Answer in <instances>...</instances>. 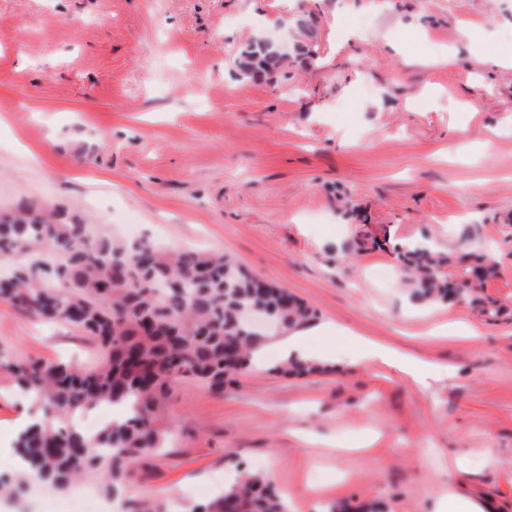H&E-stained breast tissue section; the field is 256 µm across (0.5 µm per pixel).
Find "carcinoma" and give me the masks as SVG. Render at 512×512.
Listing matches in <instances>:
<instances>
[{
	"instance_id": "cac0c4a2",
	"label": "carcinoma",
	"mask_w": 512,
	"mask_h": 512,
	"mask_svg": "<svg viewBox=\"0 0 512 512\" xmlns=\"http://www.w3.org/2000/svg\"><path fill=\"white\" fill-rule=\"evenodd\" d=\"M288 58L275 43L256 39L238 66L247 75L261 69L273 78ZM393 250L418 300L465 302L490 319L505 313L506 305L483 291L496 263L471 236L447 252L427 239ZM0 258L12 263L11 276L0 279V300L79 328L101 352L98 366L85 370L65 363L8 365L17 385L54 416L18 435L26 468L0 476V497L8 500L24 499L34 482L62 489L92 475L117 491L132 480L142 455L163 448L159 409L183 379L221 394L224 382L263 346L267 334L242 325L245 310L261 309L284 329L311 318L286 289L254 278L222 254L164 250L147 237L96 235L80 218L33 200L0 215ZM319 370L288 359L274 372ZM90 406L119 407L124 415L88 435L70 421L77 409ZM234 468L237 477L224 492L191 512H289L267 474L238 462Z\"/></svg>"
}]
</instances>
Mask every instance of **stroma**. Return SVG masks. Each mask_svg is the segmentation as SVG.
Segmentation results:
<instances>
[{"label": "stroma", "instance_id": "stroma-1", "mask_svg": "<svg viewBox=\"0 0 512 512\" xmlns=\"http://www.w3.org/2000/svg\"><path fill=\"white\" fill-rule=\"evenodd\" d=\"M308 11L309 55L271 81L240 73L254 39L293 50ZM511 45L512 0H0V210L33 199L115 237L133 224L224 253L317 323L430 368L421 385L379 360L284 378L286 337H272L262 370L223 394L182 381L160 412L165 446L132 481L109 495L86 479L100 504L186 512L223 492L232 458L291 512H437L451 491L512 512V314L414 301L391 248L471 231L498 261L486 293L512 303ZM364 221L389 245L348 252ZM457 320L474 335L448 333ZM0 356L98 363L78 328L4 301ZM32 413L0 368V475Z\"/></svg>", "mask_w": 512, "mask_h": 512}]
</instances>
